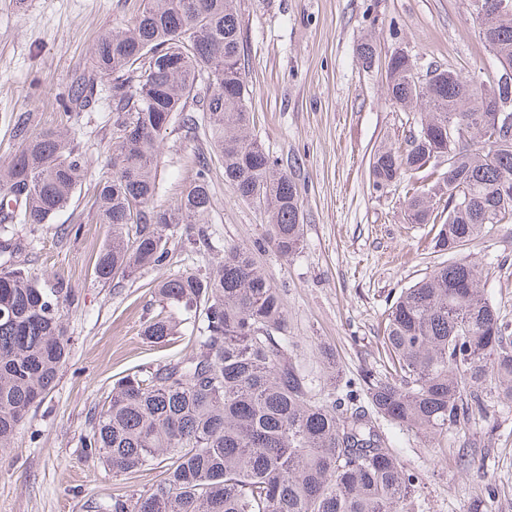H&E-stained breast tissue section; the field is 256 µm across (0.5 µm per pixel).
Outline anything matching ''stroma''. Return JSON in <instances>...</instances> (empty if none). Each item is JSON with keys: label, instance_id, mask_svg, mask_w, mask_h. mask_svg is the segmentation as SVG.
Returning a JSON list of instances; mask_svg holds the SVG:
<instances>
[{"label": "stroma", "instance_id": "1", "mask_svg": "<svg viewBox=\"0 0 512 512\" xmlns=\"http://www.w3.org/2000/svg\"><path fill=\"white\" fill-rule=\"evenodd\" d=\"M243 37L252 130L280 168L294 176L303 235L290 256L257 255L283 294L288 333L315 380L334 359L338 380L384 372L383 321L401 290L451 254L434 249L430 227L406 216V183L373 186L369 161L381 144L403 145L421 116L386 95L382 59L398 49L419 73L441 65L467 77L494 65L480 40L470 0H236ZM140 0H0V166L18 149L14 119L32 131L62 127L60 101L93 68L90 48L110 29L131 24ZM377 44L379 64L363 66L358 48ZM106 99L84 112L75 136L89 166L70 207L48 224L20 226L28 246L19 258L47 281L62 278L79 300L66 313L70 356L55 388L32 409L12 445L0 448V512H90L93 502L145 491L157 472L113 476L86 455L81 438L113 385L139 368L189 357L186 337L164 345L143 329L156 311L153 288L183 269L207 272L231 245L265 234V218L211 165L213 209L204 226L211 242L197 251L174 239L169 263L108 285L96 282L95 259L108 241L93 206L112 156ZM207 124L171 126L160 146L159 203H175L191 183L197 157L211 155ZM484 269L486 297L512 324V223L487 225L464 249ZM404 463L420 473L419 512H512V407L429 440L390 429ZM484 449L482 468L462 472L460 448ZM495 475L487 482L484 471Z\"/></svg>", "mask_w": 512, "mask_h": 512}]
</instances>
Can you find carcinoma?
<instances>
[{"mask_svg":"<svg viewBox=\"0 0 512 512\" xmlns=\"http://www.w3.org/2000/svg\"><path fill=\"white\" fill-rule=\"evenodd\" d=\"M234 0H142L134 24L91 47L95 73L78 78L62 102L66 122L96 103V76L112 78L111 172L98 182L97 221L110 230L95 278L106 284L164 266L180 234L206 242L200 225L213 208L211 161L172 205L156 202L160 144L176 122L191 128L188 103L206 114L213 156L243 200L268 215L256 248L232 245L208 273L169 274L155 294L160 310L144 330L165 343L189 332L195 353L137 370L112 388L82 438L87 454L115 476L156 470L146 491L112 496L96 512H419L420 475L408 468L383 424L434 438L487 417L491 401L512 404V332L480 288L482 268L465 258L435 268L404 289L384 322L386 374L367 373L361 394L336 396V373L317 388L288 335L280 289L256 259L270 247L299 248L297 183L250 132L241 34ZM496 66L479 80L436 68L433 91L415 62L391 57L387 97L425 112L435 132L472 119L469 141L445 178L433 138L400 151L383 146L370 161L373 185L406 176L411 224H436L434 247L455 253L488 224L512 221V134L486 144L485 98L512 70V12L476 17ZM19 141L0 167V254L22 245L15 226L46 224L72 200L88 157L69 129L33 132L17 118ZM75 302L12 261L0 267V448L10 447L29 411L55 386L69 356L65 309Z\"/></svg>","mask_w":512,"mask_h":512,"instance_id":"cac0c4a2","label":"carcinoma"}]
</instances>
